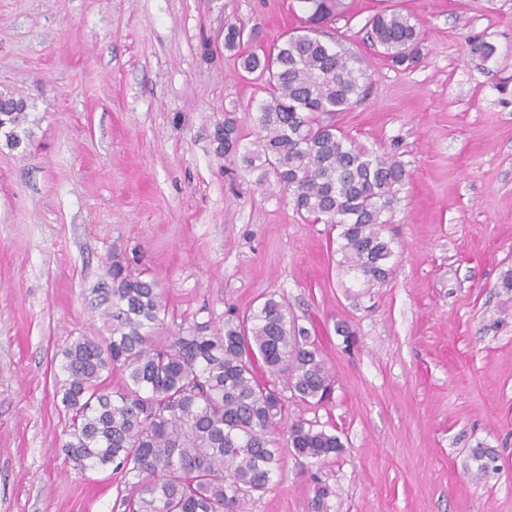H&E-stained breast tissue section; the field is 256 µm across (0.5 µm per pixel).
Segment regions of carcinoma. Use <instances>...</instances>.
<instances>
[{
	"label": "carcinoma",
	"mask_w": 512,
	"mask_h": 512,
	"mask_svg": "<svg viewBox=\"0 0 512 512\" xmlns=\"http://www.w3.org/2000/svg\"><path fill=\"white\" fill-rule=\"evenodd\" d=\"M296 3L308 24L350 7L348 0ZM368 26V37L393 65L416 62L422 38L411 17L384 11ZM244 36V27L228 26L224 48L236 49ZM357 63L308 29L283 36L262 54L243 53L242 70L265 78L254 118L257 149L240 152L233 110L224 111L214 140L219 155L260 171L263 180L274 177L298 211L335 227L348 269L370 288L393 272L386 213L407 173L400 161L357 147L332 123L364 96L366 73ZM26 122V102L0 94L7 145L25 144ZM106 276L101 292L112 297V335L78 336L62 351L59 392L70 415L62 451L81 471L119 473L123 512H242L280 468L272 435L285 419L282 391L305 403L330 395L332 374L315 340L272 295L222 328L193 321L169 331L155 279L118 254ZM113 372L123 377L117 391L105 385ZM287 445L317 461L343 448L338 436L304 421L288 426ZM472 459L485 474L495 453L474 448Z\"/></svg>",
	"instance_id": "cac0c4a2"
}]
</instances>
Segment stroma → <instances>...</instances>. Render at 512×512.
<instances>
[{
    "label": "stroma",
    "mask_w": 512,
    "mask_h": 512,
    "mask_svg": "<svg viewBox=\"0 0 512 512\" xmlns=\"http://www.w3.org/2000/svg\"><path fill=\"white\" fill-rule=\"evenodd\" d=\"M385 8L419 24L413 68L366 39ZM229 23L259 52L302 16L292 0H0V92L26 101L29 132L0 138V512H113L120 477L61 450L58 380L72 339L110 334L98 286L116 251L158 280L169 325L218 327L272 294L321 350L329 401L287 398L286 418L343 448L313 463L279 428L282 467L244 512H312L321 483L329 512H512V0H351L317 27L367 74L337 126L407 171L393 273L372 287L336 229L216 154L227 110L242 148L257 139L261 82L225 51Z\"/></svg>",
    "instance_id": "stroma-1"
}]
</instances>
